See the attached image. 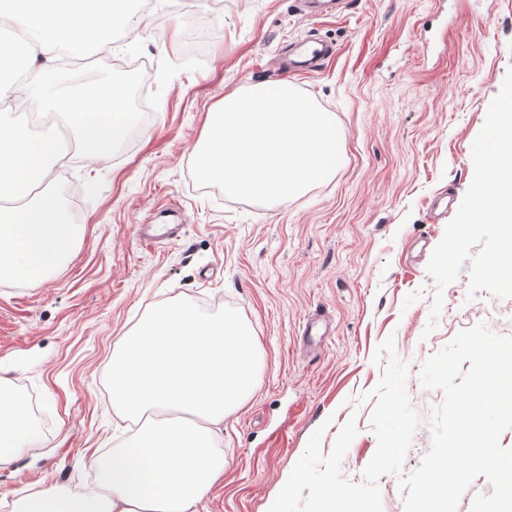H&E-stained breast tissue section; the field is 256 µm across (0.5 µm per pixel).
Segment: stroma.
Wrapping results in <instances>:
<instances>
[{
	"instance_id": "35a3bbf8",
	"label": "stroma",
	"mask_w": 512,
	"mask_h": 512,
	"mask_svg": "<svg viewBox=\"0 0 512 512\" xmlns=\"http://www.w3.org/2000/svg\"><path fill=\"white\" fill-rule=\"evenodd\" d=\"M215 30L185 58L189 19ZM305 35L331 42L320 69L282 78L276 55ZM149 64L126 139L108 159L74 149L53 188L81 233L74 253L30 283L0 280V387L34 408L41 441L0 463V512L51 487L91 483L90 459L115 448L130 422L110 392L121 336L170 300L235 311L266 366L254 393L215 433L226 468L198 512H268L315 431L329 453L341 427L358 433L341 471L359 483L377 439L369 392L394 337L409 366L419 425L402 471L431 444L429 418L444 394L423 388L422 361L460 331L485 325L512 337V297L468 298L469 273L446 287L428 330L434 247L469 187L473 144L512 69V0H344L314 16L304 0H164L132 37L98 59H68L61 86L111 82L125 57ZM288 81L343 132L335 173L288 201L260 205L201 187L191 164L209 112L224 96ZM148 224L177 238L144 247ZM328 317L319 344L302 345L314 310Z\"/></svg>"
}]
</instances>
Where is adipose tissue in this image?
<instances>
[{
    "instance_id": "obj_1",
    "label": "adipose tissue",
    "mask_w": 512,
    "mask_h": 512,
    "mask_svg": "<svg viewBox=\"0 0 512 512\" xmlns=\"http://www.w3.org/2000/svg\"><path fill=\"white\" fill-rule=\"evenodd\" d=\"M126 0H0V277L30 282L74 250L78 225L66 223L48 186L66 126L86 158H107L128 132L124 91L106 84L74 96L53 90L43 73L77 44L132 18ZM25 54L22 72L12 66ZM48 99L54 123L33 131L12 104ZM264 358L237 315L206 314L188 301L162 306L118 343L112 358L114 403L129 417L168 412L144 424L121 448L90 462L95 486L50 488L16 512H197L223 476L214 427L252 395ZM38 432L14 398L0 392V445L33 448Z\"/></svg>"
}]
</instances>
